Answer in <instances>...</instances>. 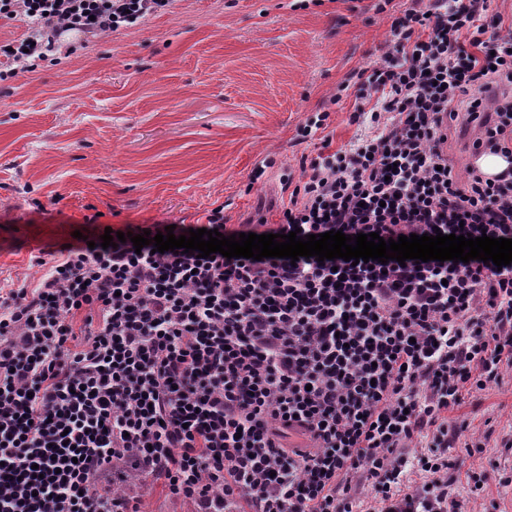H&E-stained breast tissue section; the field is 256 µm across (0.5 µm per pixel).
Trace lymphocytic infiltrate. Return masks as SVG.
I'll return each mask as SVG.
<instances>
[{
    "instance_id": "lymphocytic-infiltrate-1",
    "label": "lymphocytic infiltrate",
    "mask_w": 512,
    "mask_h": 512,
    "mask_svg": "<svg viewBox=\"0 0 512 512\" xmlns=\"http://www.w3.org/2000/svg\"><path fill=\"white\" fill-rule=\"evenodd\" d=\"M491 0H413L359 89L371 133L303 167L278 223L245 233L512 239V27ZM173 0H0L31 32L10 69L58 36L115 32ZM510 159L458 174L450 123ZM60 245L36 287L0 294V512H139L156 480L203 512H465L449 410L512 378V264L200 258ZM297 431L315 445L289 448ZM424 483L399 490L405 450Z\"/></svg>"
}]
</instances>
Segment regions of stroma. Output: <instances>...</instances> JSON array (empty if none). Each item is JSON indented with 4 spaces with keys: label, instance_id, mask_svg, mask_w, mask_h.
<instances>
[{
    "label": "stroma",
    "instance_id": "obj_1",
    "mask_svg": "<svg viewBox=\"0 0 512 512\" xmlns=\"http://www.w3.org/2000/svg\"><path fill=\"white\" fill-rule=\"evenodd\" d=\"M410 0H175L97 36L63 34L35 70L0 85V289L38 283L40 251L100 225L228 228L278 221L287 183L321 150L369 131L352 122L362 72L392 50ZM327 114L323 135L298 131ZM261 178H254L257 167ZM95 223V224H96ZM485 437L448 451L452 491L474 512H512V380L450 411ZM489 481L473 490L468 476Z\"/></svg>",
    "mask_w": 512,
    "mask_h": 512
}]
</instances>
